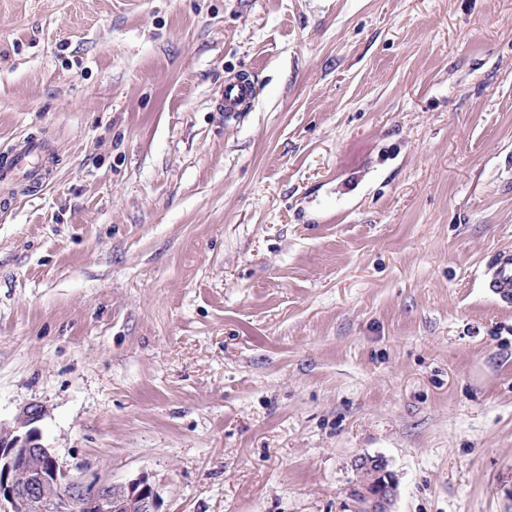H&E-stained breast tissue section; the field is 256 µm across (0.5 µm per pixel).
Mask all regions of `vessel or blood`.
Returning a JSON list of instances; mask_svg holds the SVG:
<instances>
[{"instance_id":"b4317fda","label":"vessel or blood","mask_w":512,"mask_h":512,"mask_svg":"<svg viewBox=\"0 0 512 512\" xmlns=\"http://www.w3.org/2000/svg\"><path fill=\"white\" fill-rule=\"evenodd\" d=\"M254 83L246 77L224 84V112L235 116L252 100ZM50 156L43 139L35 136L17 138L0 149V211L12 206L19 188L26 183L36 184L48 169ZM483 283L500 302L512 303V251L496 253L484 273Z\"/></svg>"}]
</instances>
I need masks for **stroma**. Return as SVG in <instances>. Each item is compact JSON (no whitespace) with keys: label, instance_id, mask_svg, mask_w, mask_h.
I'll list each match as a JSON object with an SVG mask.
<instances>
[{"label":"stroma","instance_id":"stroma-1","mask_svg":"<svg viewBox=\"0 0 512 512\" xmlns=\"http://www.w3.org/2000/svg\"><path fill=\"white\" fill-rule=\"evenodd\" d=\"M256 96L236 119L227 80ZM0 425L165 512H512V0H0ZM256 92L254 83L246 77L228 80L224 83V114L234 117L252 100ZM50 155L46 143L36 136L17 138L0 151V211L15 202L18 189L25 183L38 184L44 179ZM484 287L500 302L512 303V251L496 253L484 273ZM380 480L381 479L376 475L370 479L369 482L368 480L366 481L362 479L364 485L367 484L366 493L369 494L365 502V496L362 491L359 492V497L354 496L353 493L350 492L349 498L360 504L364 502L362 507L367 510V512H391L395 497V495L393 496L391 493L392 491L395 492L393 488V485L395 484L394 478L391 475L390 480H387L386 489L382 495L378 494L372 496L380 490Z\"/></svg>","mask_w":512,"mask_h":512}]
</instances>
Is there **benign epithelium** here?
Listing matches in <instances>:
<instances>
[{
	"mask_svg": "<svg viewBox=\"0 0 512 512\" xmlns=\"http://www.w3.org/2000/svg\"><path fill=\"white\" fill-rule=\"evenodd\" d=\"M42 409H25L10 429L0 428V504L8 512H163L159 487L141 474L124 483H87L70 476L57 457L41 443L35 423ZM377 466L388 473L379 457L354 460L357 475ZM394 480L383 493L368 496L367 512H392Z\"/></svg>",
	"mask_w": 512,
	"mask_h": 512,
	"instance_id": "1",
	"label": "benign epithelium"
}]
</instances>
